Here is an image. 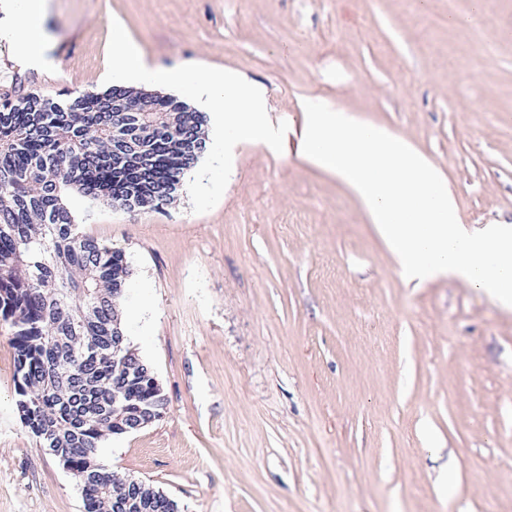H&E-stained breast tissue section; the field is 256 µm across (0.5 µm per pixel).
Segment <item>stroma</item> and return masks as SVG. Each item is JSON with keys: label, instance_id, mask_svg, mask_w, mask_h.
<instances>
[{"label": "stroma", "instance_id": "35a3bbf8", "mask_svg": "<svg viewBox=\"0 0 512 512\" xmlns=\"http://www.w3.org/2000/svg\"><path fill=\"white\" fill-rule=\"evenodd\" d=\"M48 0L47 65L0 37V97L101 93L112 20L151 63L266 90L283 152L241 144L219 203L67 202L123 251L122 320L169 405L99 463L181 512H512V309L454 278L413 287L359 200L296 154L305 101L401 134L460 220L512 225V0ZM0 322V512H84L21 423Z\"/></svg>", "mask_w": 512, "mask_h": 512}]
</instances>
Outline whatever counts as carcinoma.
Wrapping results in <instances>:
<instances>
[{
  "mask_svg": "<svg viewBox=\"0 0 512 512\" xmlns=\"http://www.w3.org/2000/svg\"><path fill=\"white\" fill-rule=\"evenodd\" d=\"M118 95L139 111H112ZM206 124V113L174 97L121 87L0 102V320L12 332L16 407L39 442L69 457L85 512L179 507L143 481L126 487L104 467L85 471L103 432L153 423L168 398L142 357L112 358L130 268L122 251L77 231L64 195L162 206L204 153Z\"/></svg>",
  "mask_w": 512,
  "mask_h": 512,
  "instance_id": "carcinoma-1",
  "label": "carcinoma"
}]
</instances>
